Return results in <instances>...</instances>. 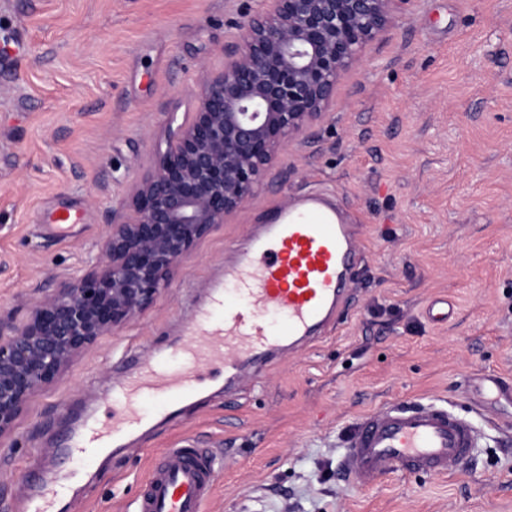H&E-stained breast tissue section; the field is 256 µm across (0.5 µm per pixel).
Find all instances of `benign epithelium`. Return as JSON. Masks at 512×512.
Segmentation results:
<instances>
[{
	"label": "benign epithelium",
	"instance_id": "obj_1",
	"mask_svg": "<svg viewBox=\"0 0 512 512\" xmlns=\"http://www.w3.org/2000/svg\"><path fill=\"white\" fill-rule=\"evenodd\" d=\"M255 2L224 68L189 91L191 118H169L165 145L90 271L0 333V441L39 392L162 293L177 262L257 195L279 149L327 117L339 80L409 0Z\"/></svg>",
	"mask_w": 512,
	"mask_h": 512
}]
</instances>
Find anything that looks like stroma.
<instances>
[{"label":"stroma","instance_id":"obj_1","mask_svg":"<svg viewBox=\"0 0 512 512\" xmlns=\"http://www.w3.org/2000/svg\"><path fill=\"white\" fill-rule=\"evenodd\" d=\"M254 0H0V325L85 274L169 113L193 109L201 68ZM331 194L364 225L341 315L314 342L219 380L104 461L55 456L133 363L175 361L182 325L220 276L224 247L298 197ZM67 213V238L46 224ZM448 303L450 317L427 308ZM512 0H408L366 46L321 123L283 145L259 193L173 269L168 287L39 393L0 448V512H28L40 479L76 482L60 512H136L170 448L222 459L203 512H512ZM447 401L478 447L455 473L339 470L363 413Z\"/></svg>","mask_w":512,"mask_h":512}]
</instances>
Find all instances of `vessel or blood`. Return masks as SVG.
<instances>
[{
	"instance_id": "obj_1",
	"label": "vessel or blood",
	"mask_w": 512,
	"mask_h": 512,
	"mask_svg": "<svg viewBox=\"0 0 512 512\" xmlns=\"http://www.w3.org/2000/svg\"><path fill=\"white\" fill-rule=\"evenodd\" d=\"M227 249L236 259L188 321L187 337L176 346L181 365L148 359L126 373L103 403L104 418L88 425L67 454L108 447L141 430L144 398L176 414L198 393L206 367L220 365L229 373L313 339L337 315L358 253L354 225L320 196L275 211L246 246L232 242ZM271 312L283 317L274 329L266 322ZM477 446L475 427L453 407L394 399L353 425L346 438L347 472L361 485L399 470L445 475ZM219 467L207 450L169 449L138 496L137 512H201Z\"/></svg>"
}]
</instances>
